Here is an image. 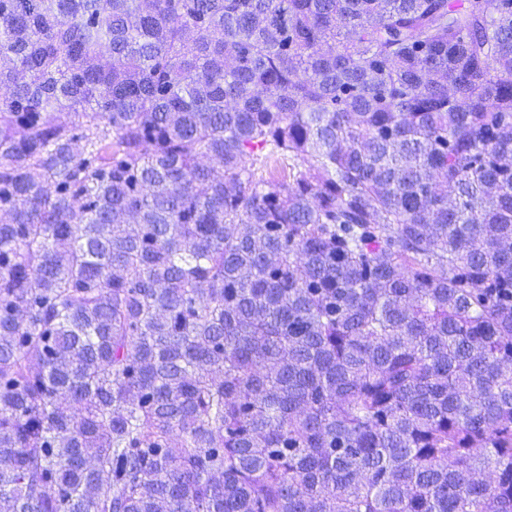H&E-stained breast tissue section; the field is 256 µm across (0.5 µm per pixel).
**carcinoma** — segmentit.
Returning <instances> with one entry per match:
<instances>
[{
  "instance_id": "carcinoma-1",
  "label": "carcinoma",
  "mask_w": 512,
  "mask_h": 512,
  "mask_svg": "<svg viewBox=\"0 0 512 512\" xmlns=\"http://www.w3.org/2000/svg\"><path fill=\"white\" fill-rule=\"evenodd\" d=\"M0 85V512H512V0H0Z\"/></svg>"
}]
</instances>
